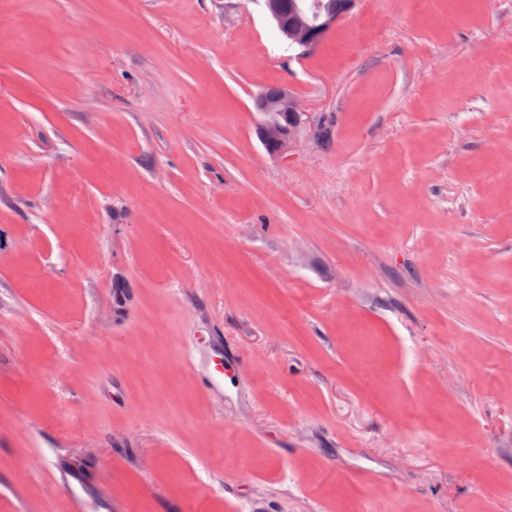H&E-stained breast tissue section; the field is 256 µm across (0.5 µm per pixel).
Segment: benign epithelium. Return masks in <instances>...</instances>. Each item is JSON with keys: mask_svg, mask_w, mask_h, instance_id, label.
I'll use <instances>...</instances> for the list:
<instances>
[{"mask_svg": "<svg viewBox=\"0 0 512 512\" xmlns=\"http://www.w3.org/2000/svg\"><path fill=\"white\" fill-rule=\"evenodd\" d=\"M355 4L356 0H344L337 6L320 0H297L286 15L280 0H264L265 9L282 36L305 52L316 48ZM254 108L260 115L257 134L266 152L277 158L285 157L306 124L307 114L286 86L279 87L273 95L255 96Z\"/></svg>", "mask_w": 512, "mask_h": 512, "instance_id": "benign-epithelium-1", "label": "benign epithelium"}]
</instances>
